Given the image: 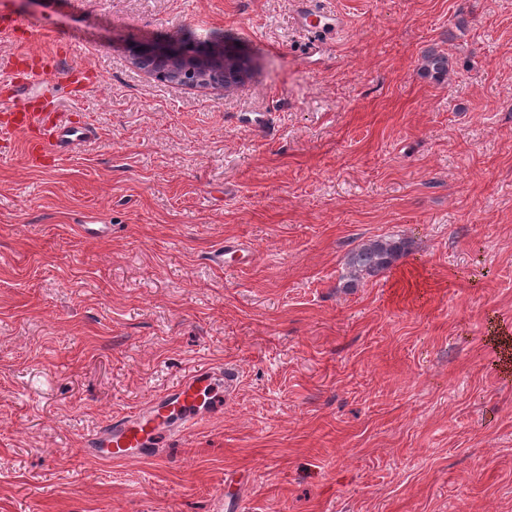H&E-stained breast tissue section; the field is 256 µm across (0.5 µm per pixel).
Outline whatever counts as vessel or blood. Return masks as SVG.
<instances>
[{
    "label": "vessel or blood",
    "mask_w": 512,
    "mask_h": 512,
    "mask_svg": "<svg viewBox=\"0 0 512 512\" xmlns=\"http://www.w3.org/2000/svg\"><path fill=\"white\" fill-rule=\"evenodd\" d=\"M54 68V57L44 56L22 72H0V79L13 88L10 96L0 99V132L23 134L25 152L34 160L59 157L71 144L91 138L90 125H74L59 110L49 111L29 100L27 89L32 85L56 82L68 88H84L95 80L89 71L75 68L58 76ZM234 383L231 370L212 366L194 369L172 390L89 433L83 439L82 450L93 459L107 461L156 456L164 441L221 412L224 396Z\"/></svg>",
    "instance_id": "1"
}]
</instances>
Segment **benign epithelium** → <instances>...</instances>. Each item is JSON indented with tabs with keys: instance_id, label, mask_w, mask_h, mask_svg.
<instances>
[{
	"instance_id": "benign-epithelium-1",
	"label": "benign epithelium",
	"mask_w": 512,
	"mask_h": 512,
	"mask_svg": "<svg viewBox=\"0 0 512 512\" xmlns=\"http://www.w3.org/2000/svg\"><path fill=\"white\" fill-rule=\"evenodd\" d=\"M239 54L224 44V38L190 35L140 39L129 50V64L149 76L176 86L230 88L249 77L250 71L239 74L228 65Z\"/></svg>"
}]
</instances>
